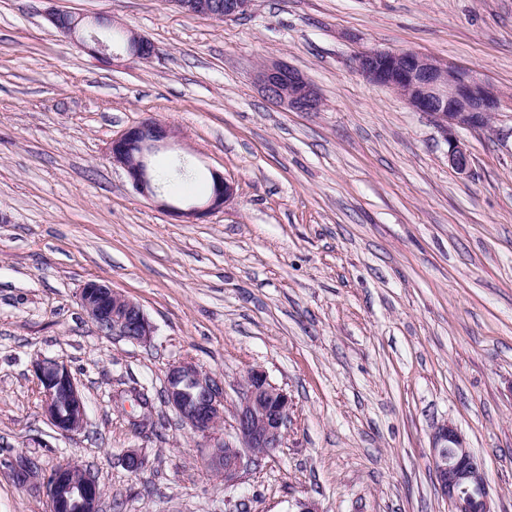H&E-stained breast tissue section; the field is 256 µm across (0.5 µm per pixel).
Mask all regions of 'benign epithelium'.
Wrapping results in <instances>:
<instances>
[{"label": "benign epithelium", "instance_id": "obj_1", "mask_svg": "<svg viewBox=\"0 0 512 512\" xmlns=\"http://www.w3.org/2000/svg\"><path fill=\"white\" fill-rule=\"evenodd\" d=\"M252 0H173L178 9L215 20H230L248 11ZM71 18L65 37L80 43L85 29L95 24L63 9H49L47 17L59 27L63 16ZM125 53L133 59L149 60L155 55L151 40L127 30ZM356 69L369 82L396 92L417 112L433 114L448 132V162L460 173L469 170L465 145L452 134L459 128L488 126L492 115L512 111V95H506L474 77L469 71L443 63L427 55L405 50H371L355 57ZM262 89L273 103L294 112H317L322 105L316 88L297 70L278 60L262 63L257 70ZM170 129L154 121H142L112 139L110 157L123 167L132 186L140 194L156 196L149 157L166 146ZM213 192L202 204L163 202L161 207L184 222H194L219 210L233 196V187L224 177L212 173ZM81 307L103 336H119L140 344L151 343L154 326L139 304L118 292L104 280H89L78 294ZM41 390L42 413L53 428L71 435L83 428L86 406L82 391L68 366L57 359L40 358L32 365ZM167 396L178 418L193 434L203 439L204 459L209 468L224 476V485L233 486L240 474L257 463L259 448H279L285 436L292 408L287 392L270 382L265 371L252 369L235 414L236 441H218L214 429L224 419V381L200 369L191 361L170 365L166 374ZM431 462L441 493L450 512H495L486 491L481 462L451 425L437 427L431 436ZM17 468L25 483L35 488L49 505V512H100L97 481L88 469L76 470L63 464L54 477L39 475L22 460Z\"/></svg>", "mask_w": 512, "mask_h": 512}]
</instances>
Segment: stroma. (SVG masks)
<instances>
[{"mask_svg":"<svg viewBox=\"0 0 512 512\" xmlns=\"http://www.w3.org/2000/svg\"><path fill=\"white\" fill-rule=\"evenodd\" d=\"M131 28L152 60L101 61L47 20L46 0H0V512H47L5 462L98 477L102 512H449L431 435L455 426L496 512H512V112L459 128V173L428 113L355 69L367 50H413L512 93V0H253L237 19L169 0H56ZM284 62L322 106L293 112L256 82ZM154 118L174 132L155 169L198 185L136 192L112 138ZM234 188L195 224L159 200ZM105 280L138 303L150 344L100 335L78 302ZM66 363L86 422L46 421L34 361ZM181 360L224 379V422L248 370L292 400L281 448L236 485L161 391ZM151 400L155 428L132 421ZM143 459L139 474L123 463Z\"/></svg>","mask_w":512,"mask_h":512,"instance_id":"35a3bbf8","label":"stroma"}]
</instances>
